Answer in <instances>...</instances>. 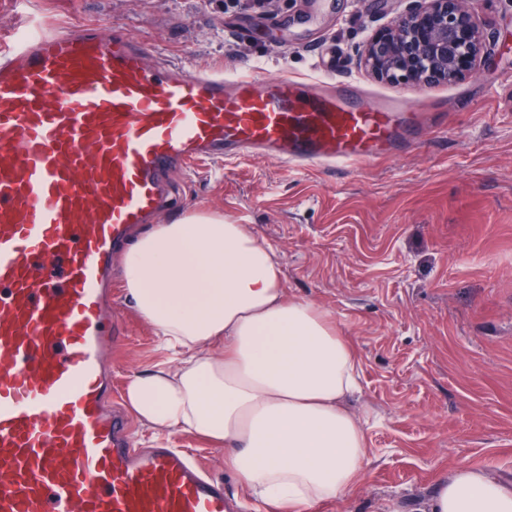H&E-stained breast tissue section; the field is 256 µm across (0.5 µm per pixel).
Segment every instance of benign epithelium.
<instances>
[{"label":"benign epithelium","instance_id":"benign-epithelium-1","mask_svg":"<svg viewBox=\"0 0 512 512\" xmlns=\"http://www.w3.org/2000/svg\"><path fill=\"white\" fill-rule=\"evenodd\" d=\"M363 44L360 64L377 80L422 88L471 74L486 48L475 0H412Z\"/></svg>","mask_w":512,"mask_h":512}]
</instances>
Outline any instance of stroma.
Returning a JSON list of instances; mask_svg holds the SVG:
<instances>
[{
  "label": "stroma",
  "mask_w": 512,
  "mask_h": 512,
  "mask_svg": "<svg viewBox=\"0 0 512 512\" xmlns=\"http://www.w3.org/2000/svg\"><path fill=\"white\" fill-rule=\"evenodd\" d=\"M0 0V41L53 27L114 24L168 59L228 74L351 81L366 95L410 93L446 132L400 159L341 169L268 157L197 162L169 176L173 208L222 212L277 250L289 296L329 311L359 353L369 462L359 493L317 512H425L442 477L466 464L512 485V0H477L487 50L464 81L423 90L359 65L367 36L405 0ZM313 23H306V16ZM126 327L112 350V398L161 353L121 287ZM134 445L196 455L235 495L224 448L132 425Z\"/></svg>",
  "instance_id": "obj_1"
}]
</instances>
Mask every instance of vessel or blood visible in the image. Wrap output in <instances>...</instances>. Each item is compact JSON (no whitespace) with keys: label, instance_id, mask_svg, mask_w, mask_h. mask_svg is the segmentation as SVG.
Masks as SVG:
<instances>
[{"label":"vessel or blood","instance_id":"obj_1","mask_svg":"<svg viewBox=\"0 0 512 512\" xmlns=\"http://www.w3.org/2000/svg\"><path fill=\"white\" fill-rule=\"evenodd\" d=\"M122 27L0 46V512H230L221 481L132 449L103 349L131 230L215 154L309 167L401 157L427 115L357 87L151 62Z\"/></svg>","mask_w":512,"mask_h":512}]
</instances>
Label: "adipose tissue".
<instances>
[{"mask_svg": "<svg viewBox=\"0 0 512 512\" xmlns=\"http://www.w3.org/2000/svg\"><path fill=\"white\" fill-rule=\"evenodd\" d=\"M121 286L155 330L160 361L124 399L156 436L224 445L239 494L277 512L353 498L367 459L352 339L312 302L287 297L274 246L222 214L190 212L143 229L121 258ZM428 512H512V487L458 466Z\"/></svg>", "mask_w": 512, "mask_h": 512, "instance_id": "ef3b65f1", "label": "adipose tissue"}]
</instances>
